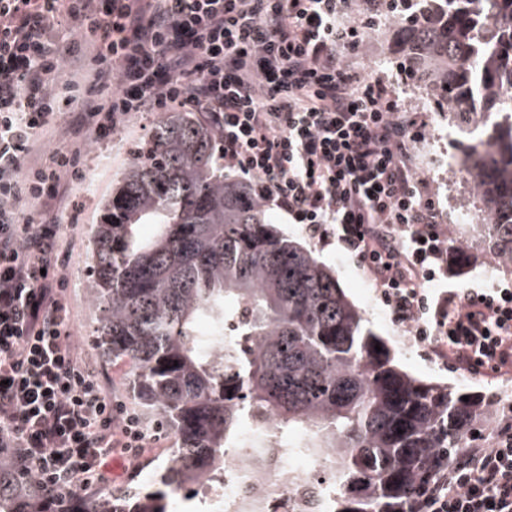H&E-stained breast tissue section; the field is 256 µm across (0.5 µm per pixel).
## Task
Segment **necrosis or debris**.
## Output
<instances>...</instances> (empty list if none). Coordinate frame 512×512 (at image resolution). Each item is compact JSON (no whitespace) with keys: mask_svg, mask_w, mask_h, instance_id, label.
I'll return each mask as SVG.
<instances>
[{"mask_svg":"<svg viewBox=\"0 0 512 512\" xmlns=\"http://www.w3.org/2000/svg\"><path fill=\"white\" fill-rule=\"evenodd\" d=\"M238 442L224 454L223 475L197 485L199 512H239L252 499L266 501V512H289L293 498L308 490L314 493L313 512H325L333 493L322 481V459L287 453L288 442L278 430L249 415Z\"/></svg>","mask_w":512,"mask_h":512,"instance_id":"obj_1","label":"necrosis or debris"}]
</instances>
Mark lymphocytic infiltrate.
I'll list each match as a JSON object with an SVG mask.
<instances>
[{"label":"lymphocytic infiltrate","instance_id":"lymphocytic-infiltrate-1","mask_svg":"<svg viewBox=\"0 0 512 512\" xmlns=\"http://www.w3.org/2000/svg\"><path fill=\"white\" fill-rule=\"evenodd\" d=\"M374 20L372 0H0V450L42 490L108 482L113 453L137 457L149 435L67 329L59 226L24 215L65 207L85 181L80 148L27 159L62 102H80L98 140L133 112L204 113L225 169L353 255L419 344L472 370L512 365L511 288L427 290L451 259L410 163L422 124L350 63ZM62 22L93 38L75 73L74 46L52 35ZM407 509L512 512V418L441 460Z\"/></svg>","mask_w":512,"mask_h":512}]
</instances>
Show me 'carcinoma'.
<instances>
[{
	"mask_svg": "<svg viewBox=\"0 0 512 512\" xmlns=\"http://www.w3.org/2000/svg\"><path fill=\"white\" fill-rule=\"evenodd\" d=\"M410 2L394 18L392 54L462 122L508 118L471 149L490 227L479 233L484 252L509 269L512 99L502 91L512 83V0ZM220 145L204 113H166L131 148L90 230L97 345L128 368L127 391L173 436L176 464L121 496L60 502L0 456V512H169L176 489L224 465L244 410L272 414L284 434L304 435L299 452L327 459L332 512H407L442 455L467 447L481 418L498 422L493 400L399 368L334 272L265 222L249 180L224 174Z\"/></svg>",
	"mask_w": 512,
	"mask_h": 512,
	"instance_id": "cac0c4a2",
	"label": "carcinoma"
}]
</instances>
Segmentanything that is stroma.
<instances>
[{"label": "stroma", "instance_id": "35a3bbf8", "mask_svg": "<svg viewBox=\"0 0 512 512\" xmlns=\"http://www.w3.org/2000/svg\"><path fill=\"white\" fill-rule=\"evenodd\" d=\"M391 14L388 0H381L375 23L364 33V45L357 64L364 68L367 75L388 80L402 107L417 113L425 123L422 137L412 150V163L430 186L440 211L441 225L448 232V252L457 259L449 276L441 278L438 285L442 288L494 286L512 289L511 270H498L492 281L482 277L481 272L486 264L482 244L464 241L460 234L459 213L479 208L480 203L470 184L449 175L448 161L452 158L463 159L468 142L458 133L454 116L441 111L426 89L400 69L398 59L388 52L384 33ZM75 110V105H60L47 131L31 145L29 159L33 162L46 160L55 148L76 141L81 146L87 180L71 191L67 207L50 212L35 208L31 214L35 222L59 225L67 240L69 252L62 274L68 282V329L78 343L82 357L93 368L106 392L125 401L129 395L121 384L123 366L113 364L104 357L93 342L96 310L85 283L90 251L89 232L92 224L100 219L101 200L111 195L119 173L129 163L131 145L147 133L159 115L155 112L131 113L112 138L106 141L81 135L71 140L65 130L71 125ZM266 218L280 232L303 244L319 261L335 271L340 287L349 300L362 309L369 326L386 341L402 368L422 382L448 384L465 391L487 394L493 396L501 407L512 406V368L497 374H474L455 366L452 361L429 355L424 347L392 323L376 296L371 276L356 258L338 244H320L305 231L303 225L289 223L287 215L279 210H267ZM172 445L173 440L168 433L158 432L147 448L152 465L135 474L128 473V464L122 456H113L109 465L115 468L116 473L111 483L87 488V495L118 494L130 487L150 483L156 463L165 461L167 450Z\"/></svg>", "mask_w": 512, "mask_h": 512}]
</instances>
